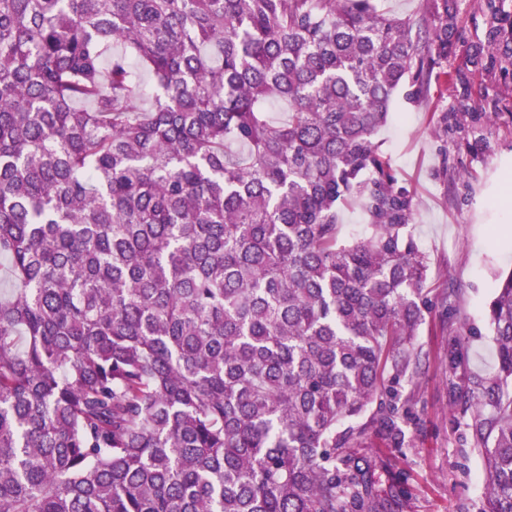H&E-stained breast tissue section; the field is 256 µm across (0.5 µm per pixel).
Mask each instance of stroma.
Returning <instances> with one entry per match:
<instances>
[{
	"mask_svg": "<svg viewBox=\"0 0 512 512\" xmlns=\"http://www.w3.org/2000/svg\"><path fill=\"white\" fill-rule=\"evenodd\" d=\"M469 82L473 99H495L492 119L475 122L474 132L452 126L445 136L430 134L431 114L456 106L449 89L434 82L414 102L398 91L376 136L412 191L411 232L429 257L433 302L413 348L420 373L400 388L413 414L405 444L391 448L372 435L364 450L404 477L403 512H479L482 501L484 463L453 406L448 355L467 324L479 333L469 339L466 374L485 375L492 362L484 309L498 276L512 269V206L502 201L512 188V77L476 72Z\"/></svg>",
	"mask_w": 512,
	"mask_h": 512,
	"instance_id": "35a3bbf8",
	"label": "stroma"
}]
</instances>
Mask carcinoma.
<instances>
[{
    "label": "carcinoma",
    "instance_id": "carcinoma-1",
    "mask_svg": "<svg viewBox=\"0 0 512 512\" xmlns=\"http://www.w3.org/2000/svg\"><path fill=\"white\" fill-rule=\"evenodd\" d=\"M476 5L448 72L459 0H0V512L403 508L356 448L405 444L430 262L375 135L406 83L475 120L466 72L512 75V0ZM485 318L452 386L512 512V270ZM464 13L462 15V23L459 32V41L455 49L448 54V61H442V67L448 70H454L462 66V51L465 45L476 39L477 35H481V17L477 8H470L466 4L462 5ZM338 224H341L344 235L359 236L363 233L364 224L366 223L360 208L351 203L341 209Z\"/></svg>",
    "mask_w": 512,
    "mask_h": 512
}]
</instances>
